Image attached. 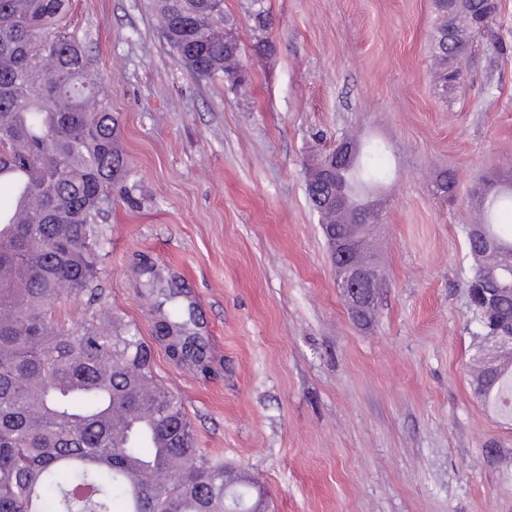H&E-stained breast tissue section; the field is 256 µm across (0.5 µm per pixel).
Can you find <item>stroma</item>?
<instances>
[{"label": "stroma", "instance_id": "1", "mask_svg": "<svg viewBox=\"0 0 512 512\" xmlns=\"http://www.w3.org/2000/svg\"><path fill=\"white\" fill-rule=\"evenodd\" d=\"M498 3L505 52L476 39L444 92L433 0H266L263 33L250 0H224L250 75L238 89L181 67L149 0H72L131 176L95 220L101 297L55 316L135 325L200 455L252 474L272 512H512V418L475 390L465 234L473 185L512 151V0ZM352 131L385 176L365 325L307 195L311 161ZM153 272L193 307L213 375L157 340Z\"/></svg>", "mask_w": 512, "mask_h": 512}]
</instances>
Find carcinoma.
Returning a JSON list of instances; mask_svg holds the SVG:
<instances>
[{"label":"carcinoma","mask_w":512,"mask_h":512,"mask_svg":"<svg viewBox=\"0 0 512 512\" xmlns=\"http://www.w3.org/2000/svg\"><path fill=\"white\" fill-rule=\"evenodd\" d=\"M249 18L265 32V0H250ZM163 40L195 79L239 64V49L211 38L224 23V0H151ZM71 0H0V165L28 174L35 207L13 224V246L0 251V512H265L267 491L248 472L225 477L224 465L197 459L182 403L154 382L149 345L127 326L92 322L65 329L55 305L102 294L93 219L110 204L112 187L130 176L121 115L99 97L103 76L85 41L64 19ZM432 35L438 82L448 87L450 58L466 54L474 32L490 36L497 14L488 0H434ZM486 17L482 26L475 19ZM372 161L354 156L331 175L345 204L318 212L333 265L336 241L350 233L347 210L367 211L356 187L377 179ZM479 234L466 230L474 260L469 294L486 338L512 316V294L484 315L488 270L512 265V171L487 173ZM158 329L172 358L207 374L211 360L190 332L193 310L163 292ZM477 393L512 400V366L481 367Z\"/></svg>","instance_id":"obj_1"}]
</instances>
